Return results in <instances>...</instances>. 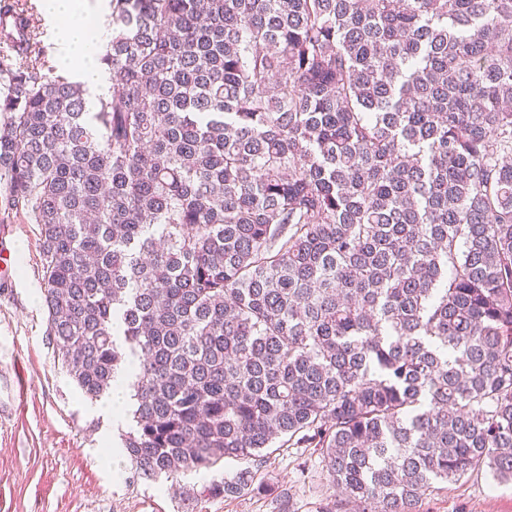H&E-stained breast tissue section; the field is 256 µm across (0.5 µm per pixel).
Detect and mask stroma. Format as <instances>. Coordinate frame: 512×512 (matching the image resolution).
Segmentation results:
<instances>
[{
    "mask_svg": "<svg viewBox=\"0 0 512 512\" xmlns=\"http://www.w3.org/2000/svg\"><path fill=\"white\" fill-rule=\"evenodd\" d=\"M12 234V268L0 279V512H315L331 494L318 455L292 448L274 455L258 476L264 494L226 499L205 495L211 481L242 464L181 476L193 488L187 508L179 486L134 479L129 460L106 463L110 410L85 399L62 368L47 336L39 229L25 214L5 223ZM423 512H512V484L471 474L428 496Z\"/></svg>",
    "mask_w": 512,
    "mask_h": 512,
    "instance_id": "35a3bbf8",
    "label": "stroma"
}]
</instances>
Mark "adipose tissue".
<instances>
[{
    "label": "adipose tissue",
    "instance_id": "adipose-tissue-1",
    "mask_svg": "<svg viewBox=\"0 0 512 512\" xmlns=\"http://www.w3.org/2000/svg\"><path fill=\"white\" fill-rule=\"evenodd\" d=\"M42 8L53 25L60 63L77 70L89 89V103H96L110 87L97 61L109 36L97 21L98 7L90 6L89 0H42Z\"/></svg>",
    "mask_w": 512,
    "mask_h": 512
}]
</instances>
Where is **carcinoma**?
<instances>
[{
    "label": "carcinoma",
    "instance_id": "obj_1",
    "mask_svg": "<svg viewBox=\"0 0 512 512\" xmlns=\"http://www.w3.org/2000/svg\"><path fill=\"white\" fill-rule=\"evenodd\" d=\"M112 96L0 58V217L38 225L81 394L137 360L136 478L288 448L316 512L512 482V0H110Z\"/></svg>",
    "mask_w": 512,
    "mask_h": 512
}]
</instances>
